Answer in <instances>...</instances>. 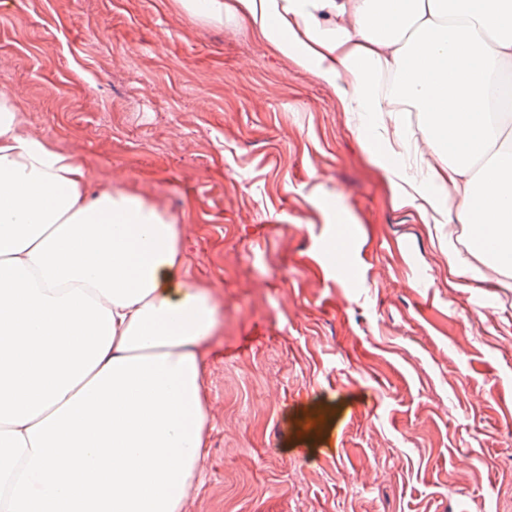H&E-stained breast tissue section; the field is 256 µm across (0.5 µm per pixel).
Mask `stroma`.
Masks as SVG:
<instances>
[{"label":"stroma","mask_w":512,"mask_h":512,"mask_svg":"<svg viewBox=\"0 0 512 512\" xmlns=\"http://www.w3.org/2000/svg\"><path fill=\"white\" fill-rule=\"evenodd\" d=\"M0 89L215 296L187 512H512V288L460 287L462 225L395 205L331 87L179 0H0Z\"/></svg>","instance_id":"obj_1"}]
</instances>
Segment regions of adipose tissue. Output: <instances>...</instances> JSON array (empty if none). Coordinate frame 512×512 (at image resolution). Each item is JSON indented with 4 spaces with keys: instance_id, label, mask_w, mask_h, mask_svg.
Listing matches in <instances>:
<instances>
[{
    "instance_id": "ef3b65f1",
    "label": "adipose tissue",
    "mask_w": 512,
    "mask_h": 512,
    "mask_svg": "<svg viewBox=\"0 0 512 512\" xmlns=\"http://www.w3.org/2000/svg\"><path fill=\"white\" fill-rule=\"evenodd\" d=\"M182 6L243 23L331 87L397 203L463 226L454 275L480 263L512 280V113L491 108L512 0ZM88 183L1 90L0 512H185L205 475L212 293L181 280L173 215Z\"/></svg>"
}]
</instances>
